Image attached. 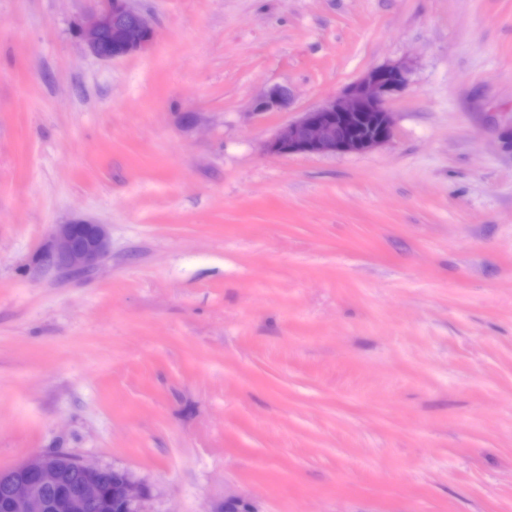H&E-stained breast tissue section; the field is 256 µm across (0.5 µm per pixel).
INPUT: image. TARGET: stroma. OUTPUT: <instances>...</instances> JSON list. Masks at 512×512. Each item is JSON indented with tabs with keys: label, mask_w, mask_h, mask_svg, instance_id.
Instances as JSON below:
<instances>
[{
	"label": "stroma",
	"mask_w": 512,
	"mask_h": 512,
	"mask_svg": "<svg viewBox=\"0 0 512 512\" xmlns=\"http://www.w3.org/2000/svg\"><path fill=\"white\" fill-rule=\"evenodd\" d=\"M0 0V471H127L144 512H512V0ZM408 63L372 152L268 141ZM288 88L287 107L253 113ZM109 255L39 267L54 225ZM93 8L76 22V37L93 55L114 60L148 50L156 36L149 19L132 6L133 0H91ZM111 36L112 47L105 45ZM290 100V92L287 88H272L261 94L254 103L253 113L268 112L275 108H280L288 105ZM109 250L105 225L74 220L56 225L52 243L41 251L38 261L47 268L80 273L99 266Z\"/></svg>",
	"instance_id": "stroma-1"
}]
</instances>
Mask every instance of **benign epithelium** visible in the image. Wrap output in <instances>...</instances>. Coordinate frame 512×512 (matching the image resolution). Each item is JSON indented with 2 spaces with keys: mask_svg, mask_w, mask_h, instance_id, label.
I'll list each match as a JSON object with an SVG mask.
<instances>
[{
  "mask_svg": "<svg viewBox=\"0 0 512 512\" xmlns=\"http://www.w3.org/2000/svg\"><path fill=\"white\" fill-rule=\"evenodd\" d=\"M93 8L77 21L76 37L93 55L114 60L148 50L156 36L149 19L132 6V0H92ZM410 67L405 62L371 67L324 105L311 109L296 122L282 127L268 142L271 153L364 154L391 141L394 136L390 99L408 84ZM290 92L272 88L254 103L258 113L288 105ZM110 250L103 224L74 220L55 227L53 240L38 261L47 268L80 273L96 268ZM77 472L80 482L69 495L49 500L45 491L59 484L63 472ZM105 468L62 452L33 455L0 471L8 489V512H86L101 502ZM120 512H143V489L128 473L117 483Z\"/></svg>",
  "mask_w": 512,
  "mask_h": 512,
  "instance_id": "obj_1",
  "label": "benign epithelium"
}]
</instances>
